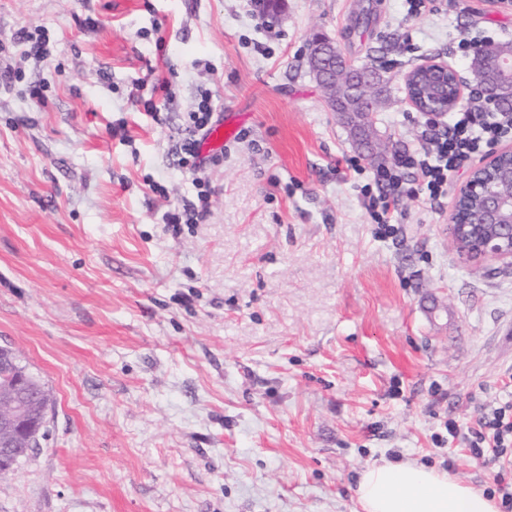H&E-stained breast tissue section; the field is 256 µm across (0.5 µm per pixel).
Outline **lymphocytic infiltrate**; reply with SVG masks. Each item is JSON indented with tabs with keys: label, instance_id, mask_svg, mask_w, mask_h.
Segmentation results:
<instances>
[{
	"label": "lymphocytic infiltrate",
	"instance_id": "lymphocytic-infiltrate-1",
	"mask_svg": "<svg viewBox=\"0 0 512 512\" xmlns=\"http://www.w3.org/2000/svg\"><path fill=\"white\" fill-rule=\"evenodd\" d=\"M216 120V105L210 90H201L187 113L186 135L173 151L182 164L201 171L205 164H218V157L204 159L199 152L202 135ZM512 136V112L481 107L454 113L447 126L431 128L424 134L425 149L396 155L392 162L374 172L377 186L366 207L384 232H393V222L402 196L432 203L443 197L460 162L482 149ZM449 439H460L475 458H500L504 447L512 446V403L481 415L479 425L462 429L457 421L447 423Z\"/></svg>",
	"mask_w": 512,
	"mask_h": 512
}]
</instances>
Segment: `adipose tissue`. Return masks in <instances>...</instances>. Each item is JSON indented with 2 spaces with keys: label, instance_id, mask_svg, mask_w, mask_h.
<instances>
[{
  "label": "adipose tissue",
  "instance_id": "1",
  "mask_svg": "<svg viewBox=\"0 0 512 512\" xmlns=\"http://www.w3.org/2000/svg\"><path fill=\"white\" fill-rule=\"evenodd\" d=\"M356 498L361 512H499L495 496L435 468L406 460L366 467Z\"/></svg>",
  "mask_w": 512,
  "mask_h": 512
}]
</instances>
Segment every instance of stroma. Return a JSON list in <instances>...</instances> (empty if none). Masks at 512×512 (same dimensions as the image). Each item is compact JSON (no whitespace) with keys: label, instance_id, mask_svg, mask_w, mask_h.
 Segmentation results:
<instances>
[{"label":"stroma","instance_id":"35a3bbf8","mask_svg":"<svg viewBox=\"0 0 512 512\" xmlns=\"http://www.w3.org/2000/svg\"><path fill=\"white\" fill-rule=\"evenodd\" d=\"M406 9L284 0L259 28L246 0H0V345L50 396L0 512H360L385 458L489 492L512 477L441 442L512 402V266L465 260L447 231L474 160L441 208L403 198L395 237L364 205L377 165L421 144L405 73L436 58L470 77L462 33L512 43V7ZM317 35L391 77L377 157L308 72ZM158 77L155 122L129 92L155 100ZM203 88L242 123L197 175L172 149ZM198 176L203 219L164 223Z\"/></svg>","mask_w":512,"mask_h":512}]
</instances>
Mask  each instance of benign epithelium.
<instances>
[{
	"mask_svg": "<svg viewBox=\"0 0 512 512\" xmlns=\"http://www.w3.org/2000/svg\"><path fill=\"white\" fill-rule=\"evenodd\" d=\"M336 52L333 41L317 37L309 45L311 75L324 88L330 106L338 96L357 88L336 72L322 68V60ZM435 75L443 87L453 84L454 94L447 103L427 104L417 91L420 76ZM409 104L429 120L441 121L460 106L465 98L464 85L457 70L447 63L425 60L405 74ZM512 161V146L504 144L474 167L457 193L448 225V233L458 253L468 261L497 260L512 264V195L503 194L495 178L501 164ZM0 377L8 378L11 388L0 406V471L7 472L32 452L40 434L48 406L35 407L40 383L27 369L18 365L11 350L0 347Z\"/></svg>",
	"mask_w": 512,
	"mask_h": 512,
	"instance_id": "7a95c632",
	"label": "benign epithelium"
}]
</instances>
